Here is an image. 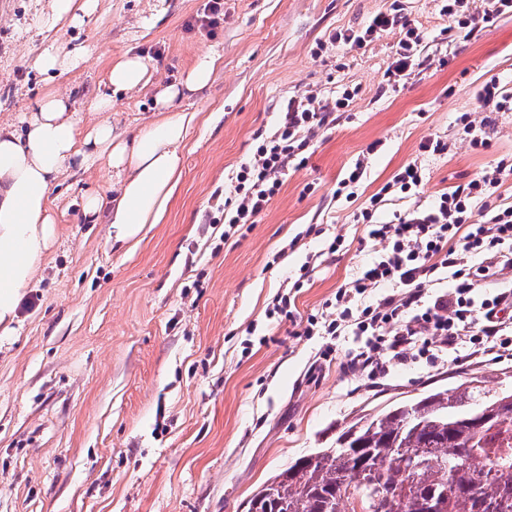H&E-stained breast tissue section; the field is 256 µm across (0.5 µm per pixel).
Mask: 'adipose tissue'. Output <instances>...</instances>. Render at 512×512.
Instances as JSON below:
<instances>
[{"label": "adipose tissue", "mask_w": 512, "mask_h": 512, "mask_svg": "<svg viewBox=\"0 0 512 512\" xmlns=\"http://www.w3.org/2000/svg\"><path fill=\"white\" fill-rule=\"evenodd\" d=\"M219 60L218 53L207 52L178 83L160 89L157 117L133 133L103 117L113 94L142 89L150 81L148 60L131 52L112 63L111 92L91 105L102 118L87 130H80L68 101L54 94L16 122L0 123V325L13 321L24 288L53 244L49 193L66 172L93 159L112 169L114 198L106 204L100 196H86L83 212L92 223L111 225L115 240L132 239L144 225L159 222L180 178V148L196 120L180 102L209 87Z\"/></svg>", "instance_id": "1"}]
</instances>
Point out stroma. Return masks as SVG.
I'll list each match as a JSON object with an SVG mask.
<instances>
[{"label":"stroma","mask_w":512,"mask_h":512,"mask_svg":"<svg viewBox=\"0 0 512 512\" xmlns=\"http://www.w3.org/2000/svg\"><path fill=\"white\" fill-rule=\"evenodd\" d=\"M48 0H0V121L48 94L69 97L83 125L110 94L112 62L132 51L151 61L142 90L111 94L109 118L130 129L151 117L158 86L179 80L203 53L221 60L181 152V177L159 223L117 243L83 216L86 193L112 197L97 161L70 171L49 195L56 240L0 333V512H241L243 501L296 458L334 447L356 419L432 389L478 377L512 381V359L493 364L468 349L443 362L393 364L379 383L349 365L353 337L301 336L294 319L335 314V295L371 257L353 214L411 161L420 192L384 207L434 203L500 158L512 156V112L492 114L491 146L472 150L456 126L496 77L512 87V17L471 38L445 41L436 0H400L428 33L425 66L391 88L395 34L368 47L314 56L330 31L358 29L391 0H224L216 30L195 19L206 0H99L83 23L55 33L61 52L89 59L51 76L33 67L46 43L34 28ZM360 93L310 144L257 223L225 236L216 194L271 132L288 97ZM448 141L424 156L422 141ZM380 142L353 200L334 198L372 142ZM343 244L328 253L333 238ZM314 268L301 273L307 258ZM291 293L294 316H269Z\"/></svg>","instance_id":"obj_1"}]
</instances>
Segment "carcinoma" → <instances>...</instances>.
<instances>
[{
	"instance_id": "carcinoma-1",
	"label": "carcinoma",
	"mask_w": 512,
	"mask_h": 512,
	"mask_svg": "<svg viewBox=\"0 0 512 512\" xmlns=\"http://www.w3.org/2000/svg\"><path fill=\"white\" fill-rule=\"evenodd\" d=\"M422 412L407 420L405 404L363 421L356 438L315 452L312 465L295 459L245 502V512H512V385L488 389L472 377L450 392L409 402ZM492 420L473 422L477 406ZM360 470L371 488L353 481Z\"/></svg>"
}]
</instances>
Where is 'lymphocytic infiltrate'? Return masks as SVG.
Masks as SVG:
<instances>
[{
  "instance_id": "1",
  "label": "lymphocytic infiltrate",
  "mask_w": 512,
  "mask_h": 512,
  "mask_svg": "<svg viewBox=\"0 0 512 512\" xmlns=\"http://www.w3.org/2000/svg\"><path fill=\"white\" fill-rule=\"evenodd\" d=\"M449 39L469 37L483 24L512 16V0H440ZM395 33L393 60L386 70L390 86H399L426 62L422 51L426 32L403 13L399 0L359 29L329 33L316 50L323 53L343 46L360 48ZM358 88H345L330 100L310 91L288 98L268 136L256 135L253 154L233 172L232 196L224 200V222L229 228L256 223L279 194L288 168H302L310 141L320 130L334 125L358 96ZM512 112V88L498 78L485 81L478 109L462 113L458 123L473 149H486L489 113ZM417 163L402 166L353 221L366 225L377 255L347 288L335 295L336 316L325 327L330 336H354L360 341L350 363L377 379L391 362L458 350L462 346L491 345L498 356L512 351V336L502 332V305L512 293L500 291L476 298L475 290L493 277L503 257L512 255V203L502 189L512 181V157L500 159L469 182L441 193L427 208L410 209L381 223L378 210L394 195L411 196L422 184ZM448 281V291L429 295L430 286ZM385 294L363 304L372 290Z\"/></svg>"
}]
</instances>
